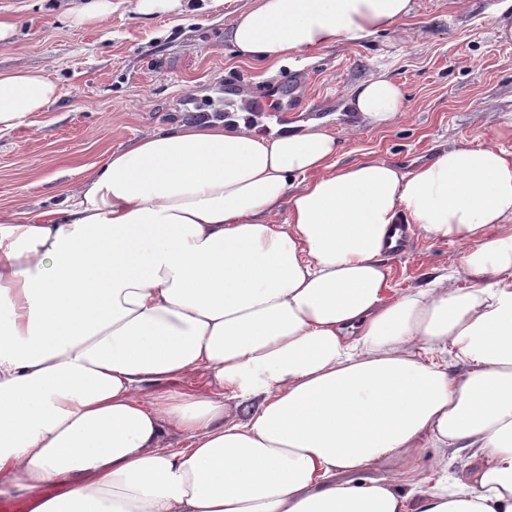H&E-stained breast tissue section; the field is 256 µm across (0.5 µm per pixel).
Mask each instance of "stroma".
<instances>
[{
  "label": "stroma",
  "instance_id": "obj_1",
  "mask_svg": "<svg viewBox=\"0 0 512 512\" xmlns=\"http://www.w3.org/2000/svg\"><path fill=\"white\" fill-rule=\"evenodd\" d=\"M135 0H112L100 23L74 20L85 0H0L17 24L0 45V70H41L59 89L45 111L0 131V211L61 209L70 190L112 149L177 123L202 121L224 109V85L245 90L285 81L305 70L307 106L293 126L325 119L346 146L343 165L379 156L410 169L442 149L492 143L512 153V41L492 22L504 0H412L395 28L347 39L261 69L237 58L231 25L257 0H185L181 15L144 16ZM385 76L401 89L398 122L379 129L345 107L360 83ZM452 245L415 234L411 249L384 257L392 284L423 288L448 267ZM470 450L422 448L413 478L397 481L398 464L372 468L393 487L420 499L456 472Z\"/></svg>",
  "mask_w": 512,
  "mask_h": 512
}]
</instances>
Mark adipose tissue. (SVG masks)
I'll use <instances>...</instances> for the list:
<instances>
[{"instance_id":"obj_1","label":"adipose tissue","mask_w":512,"mask_h":512,"mask_svg":"<svg viewBox=\"0 0 512 512\" xmlns=\"http://www.w3.org/2000/svg\"><path fill=\"white\" fill-rule=\"evenodd\" d=\"M411 4L259 0L232 43L275 67ZM57 94L0 71V130ZM349 104L374 128L404 109L383 76ZM341 149L318 122L182 123L107 154L64 209L0 211L1 495L31 512H512V154L407 170L341 167ZM400 222L457 247L429 287L391 288ZM199 371L203 389L161 388ZM426 446L481 461L416 502L367 477Z\"/></svg>"}]
</instances>
